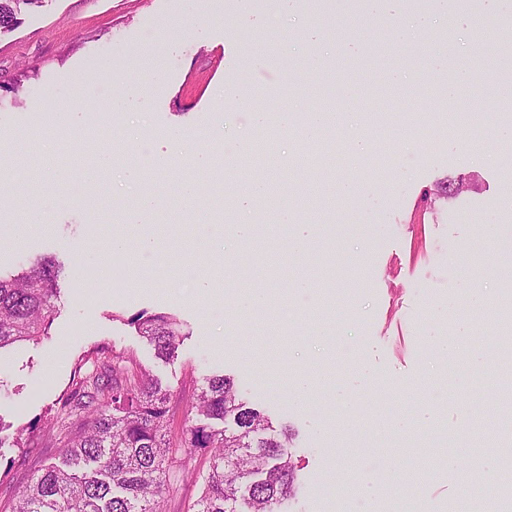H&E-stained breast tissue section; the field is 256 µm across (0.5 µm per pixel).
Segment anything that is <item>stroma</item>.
<instances>
[{
    "label": "stroma",
    "instance_id": "1",
    "mask_svg": "<svg viewBox=\"0 0 512 512\" xmlns=\"http://www.w3.org/2000/svg\"><path fill=\"white\" fill-rule=\"evenodd\" d=\"M402 18H379L369 9L340 10L335 0L269 20L265 0L240 9L237 0H46L0 34V143L13 150L12 180L0 181V199L16 188L27 196L11 223L0 222V271L17 273L39 257L63 265L59 311L50 334L38 343L0 350V460L13 464L10 485L0 487V512H11L19 489L41 466L60 462L63 436L18 448L17 429L42 420L75 386L74 369L98 347L132 354L171 386V434L179 436L204 377L233 376L246 398L275 427H288L287 451L297 466L294 495L285 512H336L331 484L338 467L349 479H386L389 463L403 469L405 487H417L424 512H455L460 473L440 471L451 449L481 440V455L498 453L493 433H477L475 415L496 408L490 387L496 368L475 358L473 343L492 350L499 314L512 304L501 293L497 266L512 248V148L482 141L480 131L498 117L499 90L512 71L496 63L498 46L479 47L477 31L512 26V0L494 6L456 0L447 38L456 56L477 51L484 94H461L468 124L449 123L437 104L438 83L449 76L444 58L424 47L400 44ZM334 33L321 52L318 72L306 87L289 82L315 51L308 35ZM293 36L284 46V33ZM264 62L253 68L251 53ZM403 68L429 73L427 89L413 96L390 77ZM357 96L342 98L340 85ZM240 86L249 106L223 114L216 105L225 86ZM124 87L143 88L122 112L112 109ZM330 107L336 124L313 145L294 144L282 170L288 193L270 199L256 222L254 239L239 247L234 269L222 251L237 219L234 205L250 174L225 173V147L214 139L223 128L247 129L253 109L304 113ZM371 123L397 130L395 162L384 161L389 143L378 139L375 159L354 161L342 149L354 129ZM181 132L185 159L170 161L166 136ZM127 142L125 161L147 170L146 189L159 199L152 215L134 217L120 168L98 164L103 139ZM207 149L209 168L200 194L184 207L176 192L193 166L188 154ZM466 177L468 188L424 207V192ZM356 184L342 195L340 182ZM58 199L48 226L34 214ZM311 225L304 254L288 246L284 212ZM150 234L158 252L137 258L134 249L112 250V236ZM333 251L340 275L315 288H295L296 278L316 274ZM211 278L213 294L198 296L187 283ZM491 300L467 314L472 283ZM267 289L268 306L238 316L234 297ZM168 312L189 335L176 357L163 361L129 319ZM468 333L450 360L439 359L432 337ZM311 386L301 390L302 378ZM348 388L340 410L334 390ZM436 405L434 429L414 433L392 422ZM380 421L365 435L360 424ZM207 459L193 455L170 472L178 492L167 512H194Z\"/></svg>",
    "mask_w": 512,
    "mask_h": 512
}]
</instances>
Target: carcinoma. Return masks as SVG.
Returning <instances> with one entry per match:
<instances>
[{
  "label": "carcinoma",
  "mask_w": 512,
  "mask_h": 512,
  "mask_svg": "<svg viewBox=\"0 0 512 512\" xmlns=\"http://www.w3.org/2000/svg\"><path fill=\"white\" fill-rule=\"evenodd\" d=\"M44 2L0 0V31L14 30ZM58 273L45 259L0 273V350L49 336ZM128 324L160 359L174 358L185 336L169 313L142 312ZM173 394L123 351L96 359L50 418V428L67 435L62 463L42 469L19 492L14 512H166L169 472L184 464V449L209 459L195 512H283L297 480L283 451L288 430H274L234 378L221 374L205 378L174 444L167 435Z\"/></svg>",
  "instance_id": "obj_1"
}]
</instances>
